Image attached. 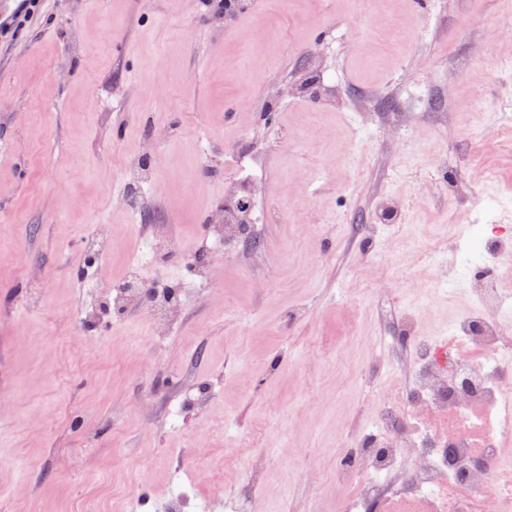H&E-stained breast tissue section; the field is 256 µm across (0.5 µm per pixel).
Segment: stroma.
<instances>
[{"label":"stroma","instance_id":"1","mask_svg":"<svg viewBox=\"0 0 512 512\" xmlns=\"http://www.w3.org/2000/svg\"><path fill=\"white\" fill-rule=\"evenodd\" d=\"M506 19L501 0H40L0 37V512H154L177 486L203 512H342L336 468L414 363L402 311L446 335L474 305L445 285L472 225H512ZM228 140L265 154L284 218L191 292ZM480 185L495 214L469 207ZM134 274L179 302L79 338ZM129 300L127 290L124 288H116L113 294L110 293L105 300L97 304L92 310L82 309L77 316V334L84 336L93 326L98 313L103 309L121 308Z\"/></svg>","mask_w":512,"mask_h":512}]
</instances>
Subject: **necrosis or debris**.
<instances>
[{"label": "necrosis or debris", "mask_w": 512, "mask_h": 512, "mask_svg": "<svg viewBox=\"0 0 512 512\" xmlns=\"http://www.w3.org/2000/svg\"><path fill=\"white\" fill-rule=\"evenodd\" d=\"M511 279L512 226L473 225L448 283L466 286L475 305L434 339L417 338L416 316L405 314L415 365L405 391L380 412L376 440L337 472L358 490L344 512H371L389 495L417 512H512V464L501 454L512 442V290L504 286ZM422 401L444 419L447 435L417 425ZM403 438L420 461L401 454Z\"/></svg>", "instance_id": "1"}]
</instances>
